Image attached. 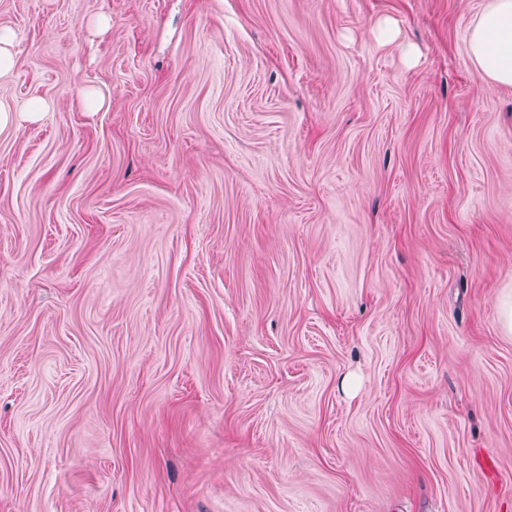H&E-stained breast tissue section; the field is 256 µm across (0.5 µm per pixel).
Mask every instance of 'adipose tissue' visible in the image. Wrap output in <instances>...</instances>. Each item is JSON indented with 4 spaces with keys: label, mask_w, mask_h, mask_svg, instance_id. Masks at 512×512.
Instances as JSON below:
<instances>
[{
    "label": "adipose tissue",
    "mask_w": 512,
    "mask_h": 512,
    "mask_svg": "<svg viewBox=\"0 0 512 512\" xmlns=\"http://www.w3.org/2000/svg\"><path fill=\"white\" fill-rule=\"evenodd\" d=\"M468 48L481 78L512 85V0H491L469 32Z\"/></svg>",
    "instance_id": "ef3b65f1"
}]
</instances>
